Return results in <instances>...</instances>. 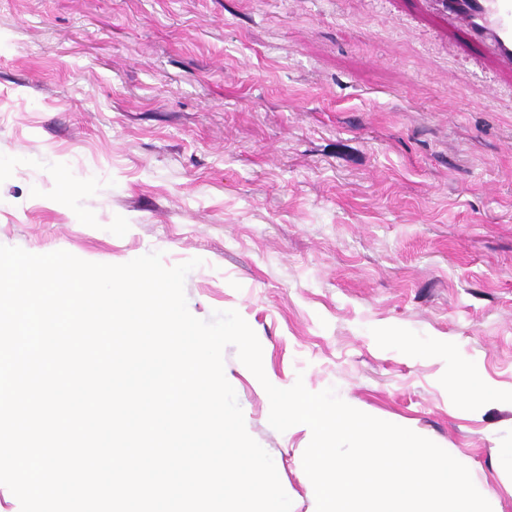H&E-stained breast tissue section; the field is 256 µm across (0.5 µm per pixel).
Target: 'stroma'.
<instances>
[{"instance_id": "35a3bbf8", "label": "stroma", "mask_w": 512, "mask_h": 512, "mask_svg": "<svg viewBox=\"0 0 512 512\" xmlns=\"http://www.w3.org/2000/svg\"><path fill=\"white\" fill-rule=\"evenodd\" d=\"M0 245L201 266L269 381L335 387L512 512V86L406 0H0ZM474 363L496 397H465ZM291 512L310 432L224 351Z\"/></svg>"}]
</instances>
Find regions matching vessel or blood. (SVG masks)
<instances>
[{
	"instance_id": "vessel-or-blood-1",
	"label": "vessel or blood",
	"mask_w": 512,
	"mask_h": 512,
	"mask_svg": "<svg viewBox=\"0 0 512 512\" xmlns=\"http://www.w3.org/2000/svg\"><path fill=\"white\" fill-rule=\"evenodd\" d=\"M439 20L449 42L473 48L477 59L512 83V0H449Z\"/></svg>"
}]
</instances>
